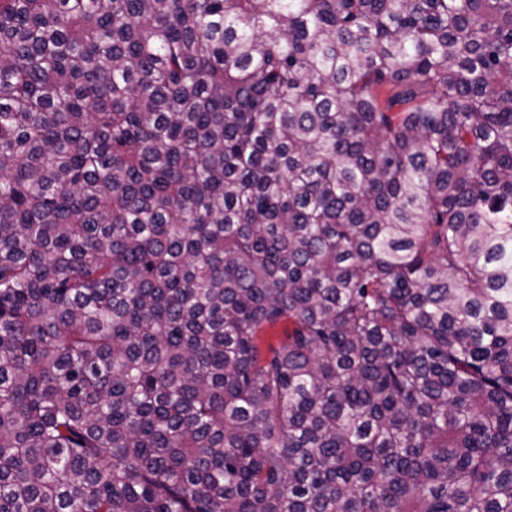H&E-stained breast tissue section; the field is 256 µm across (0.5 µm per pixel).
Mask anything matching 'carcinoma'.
<instances>
[{
    "instance_id": "carcinoma-1",
    "label": "carcinoma",
    "mask_w": 512,
    "mask_h": 512,
    "mask_svg": "<svg viewBox=\"0 0 512 512\" xmlns=\"http://www.w3.org/2000/svg\"><path fill=\"white\" fill-rule=\"evenodd\" d=\"M0 512H512V0H0Z\"/></svg>"
}]
</instances>
